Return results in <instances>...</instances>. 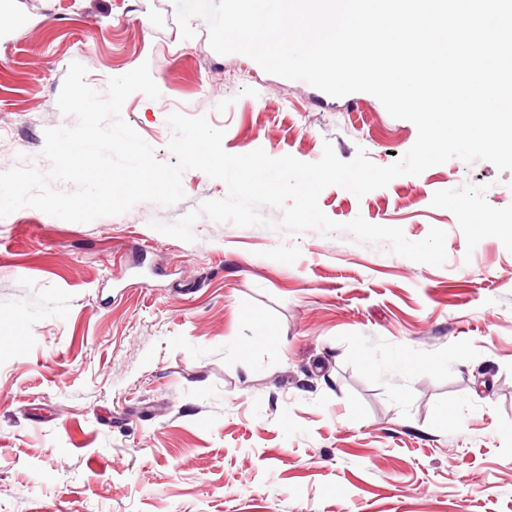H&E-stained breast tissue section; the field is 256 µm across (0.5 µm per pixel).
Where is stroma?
Here are the masks:
<instances>
[{"label":"stroma","mask_w":512,"mask_h":512,"mask_svg":"<svg viewBox=\"0 0 512 512\" xmlns=\"http://www.w3.org/2000/svg\"><path fill=\"white\" fill-rule=\"evenodd\" d=\"M182 38L175 0H0V170L41 157L72 62L106 92L148 64L160 90L121 117L155 150L169 114L223 148L313 163L325 144L386 166L416 126L373 95L333 97ZM76 223H0V512H512V172L454 158L321 210L446 232L443 265L346 232L173 224L227 185ZM500 222L497 231L477 225Z\"/></svg>","instance_id":"35a3bbf8"}]
</instances>
